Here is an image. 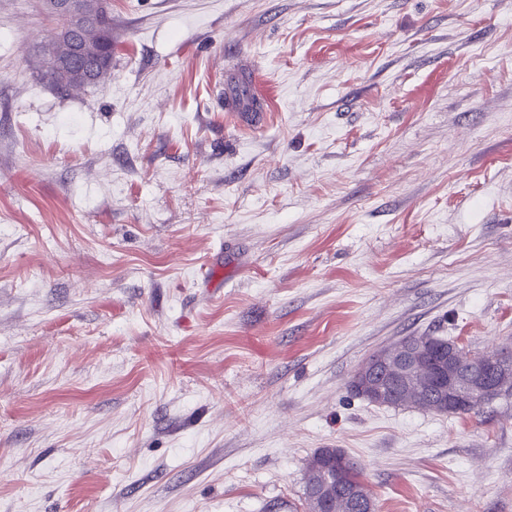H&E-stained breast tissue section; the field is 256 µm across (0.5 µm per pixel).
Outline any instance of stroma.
<instances>
[{
  "label": "stroma",
  "mask_w": 512,
  "mask_h": 512,
  "mask_svg": "<svg viewBox=\"0 0 512 512\" xmlns=\"http://www.w3.org/2000/svg\"><path fill=\"white\" fill-rule=\"evenodd\" d=\"M111 9L64 91L0 0V512H307L322 448L376 512H512V395L348 387L402 336L512 349V0ZM80 39L91 44H102L106 48L105 54L96 59V74L102 73V80L110 76L112 70V13L96 18L90 27L79 35ZM441 399L435 388L422 386L421 384L402 388L391 393V398L386 406L391 407H417L427 411L444 413L439 409L438 401Z\"/></svg>",
  "instance_id": "stroma-1"
}]
</instances>
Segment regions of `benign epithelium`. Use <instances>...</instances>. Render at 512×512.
Instances as JSON below:
<instances>
[{
	"instance_id": "1",
	"label": "benign epithelium",
	"mask_w": 512,
	"mask_h": 512,
	"mask_svg": "<svg viewBox=\"0 0 512 512\" xmlns=\"http://www.w3.org/2000/svg\"><path fill=\"white\" fill-rule=\"evenodd\" d=\"M43 8L65 20V26L53 32L47 45V53L57 59L56 83L64 89L92 83L94 71L83 65L82 61L93 49L78 42L75 37L94 14L107 11V0H43ZM426 360L427 356L418 340L406 339L391 349H381L358 370L360 389L373 400L384 397L383 389L377 387L375 382L376 363L379 361L389 362L386 370L396 386L408 377L422 373ZM511 370V358L500 354H483L476 370L466 379H458L451 371L446 373L442 369H433L427 383L448 381V410L451 411L461 404L471 405L488 397L498 389L493 378Z\"/></svg>"
}]
</instances>
